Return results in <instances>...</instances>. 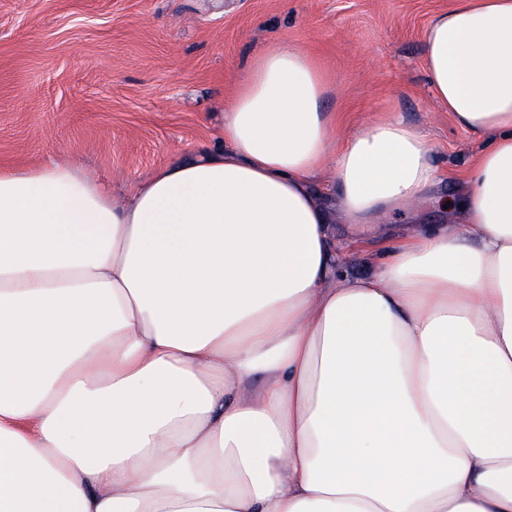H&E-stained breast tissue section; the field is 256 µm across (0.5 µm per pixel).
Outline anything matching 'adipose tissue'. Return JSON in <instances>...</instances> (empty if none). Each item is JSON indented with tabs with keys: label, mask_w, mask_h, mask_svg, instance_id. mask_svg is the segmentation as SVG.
<instances>
[{
	"label": "adipose tissue",
	"mask_w": 512,
	"mask_h": 512,
	"mask_svg": "<svg viewBox=\"0 0 512 512\" xmlns=\"http://www.w3.org/2000/svg\"><path fill=\"white\" fill-rule=\"evenodd\" d=\"M424 58L485 145L363 276L333 224L428 198L434 147L394 112L337 145L285 43L123 195L0 170V512H512V0H460Z\"/></svg>",
	"instance_id": "ef3b65f1"
}]
</instances>
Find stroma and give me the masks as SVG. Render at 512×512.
<instances>
[{
	"mask_svg": "<svg viewBox=\"0 0 512 512\" xmlns=\"http://www.w3.org/2000/svg\"><path fill=\"white\" fill-rule=\"evenodd\" d=\"M458 0H0V168L75 162L113 191L220 139L219 115L246 60L275 42L309 53L334 84L327 101L347 140L396 111L432 143L445 179L418 214L336 227L344 267L447 202L482 137L460 128L427 80L424 37Z\"/></svg>",
	"mask_w": 512,
	"mask_h": 512,
	"instance_id": "35a3bbf8",
	"label": "stroma"
}]
</instances>
